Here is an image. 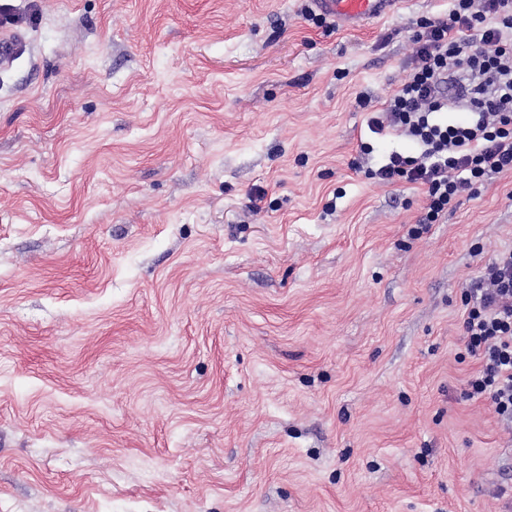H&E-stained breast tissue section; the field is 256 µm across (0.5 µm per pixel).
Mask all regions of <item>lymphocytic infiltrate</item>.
<instances>
[{
    "label": "lymphocytic infiltrate",
    "mask_w": 512,
    "mask_h": 512,
    "mask_svg": "<svg viewBox=\"0 0 512 512\" xmlns=\"http://www.w3.org/2000/svg\"><path fill=\"white\" fill-rule=\"evenodd\" d=\"M412 40L410 70L368 128L408 137L419 150L392 152L367 176L423 186V221L433 224L462 192L512 172V0H450L447 18L422 22ZM454 72L471 113L467 121L440 117L448 103L439 85ZM462 301L467 347L481 359L465 395L490 399L512 424V250L495 255Z\"/></svg>",
    "instance_id": "1"
}]
</instances>
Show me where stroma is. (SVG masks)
Segmentation results:
<instances>
[{
  "mask_svg": "<svg viewBox=\"0 0 512 512\" xmlns=\"http://www.w3.org/2000/svg\"><path fill=\"white\" fill-rule=\"evenodd\" d=\"M11 2L0 512H512L462 304L512 173L434 224L365 175L416 149L367 120L448 0ZM321 14L345 28H357L394 13L402 0H313Z\"/></svg>",
  "mask_w": 512,
  "mask_h": 512,
  "instance_id": "35a3bbf8",
  "label": "stroma"
}]
</instances>
